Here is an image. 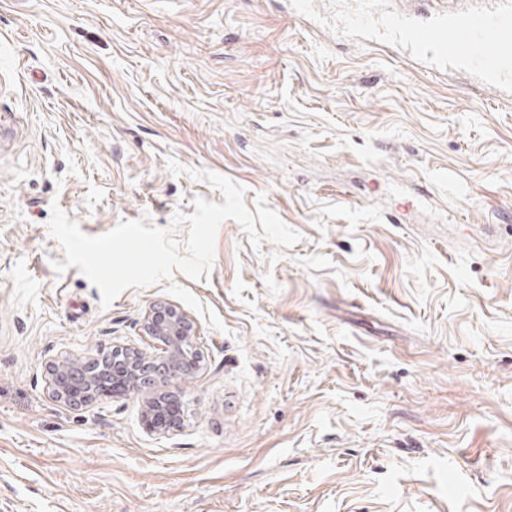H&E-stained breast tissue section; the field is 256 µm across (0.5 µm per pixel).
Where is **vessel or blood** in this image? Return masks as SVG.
<instances>
[{"label":"vessel or blood","instance_id":"vessel-or-blood-1","mask_svg":"<svg viewBox=\"0 0 512 512\" xmlns=\"http://www.w3.org/2000/svg\"><path fill=\"white\" fill-rule=\"evenodd\" d=\"M405 10L380 0H354L320 9L319 0H290V14L319 21L340 38L358 40L399 59L421 61L438 75H467L479 88L512 97V0H470L467 8L418 0Z\"/></svg>","mask_w":512,"mask_h":512}]
</instances>
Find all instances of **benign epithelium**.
I'll use <instances>...</instances> for the list:
<instances>
[{
  "mask_svg": "<svg viewBox=\"0 0 512 512\" xmlns=\"http://www.w3.org/2000/svg\"><path fill=\"white\" fill-rule=\"evenodd\" d=\"M143 329L160 343V354L146 363L135 347H115L105 355L62 356L49 364L51 397L70 407H82L104 397L141 394L148 429L161 433L173 428L183 411L169 401L163 384L187 378L199 368L200 350L192 342L197 326L180 307L159 301L145 312Z\"/></svg>",
  "mask_w": 512,
  "mask_h": 512,
  "instance_id": "7a95c632",
  "label": "benign epithelium"
}]
</instances>
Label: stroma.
Returning <instances> with one entry per match:
<instances>
[{"label": "stroma", "instance_id": "1", "mask_svg": "<svg viewBox=\"0 0 512 512\" xmlns=\"http://www.w3.org/2000/svg\"><path fill=\"white\" fill-rule=\"evenodd\" d=\"M300 234L220 225L209 275L102 307L49 230L169 227L207 174ZM202 368L52 399L48 364L129 345L156 301ZM0 512H512V102L288 0H0Z\"/></svg>", "mask_w": 512, "mask_h": 512}]
</instances>
